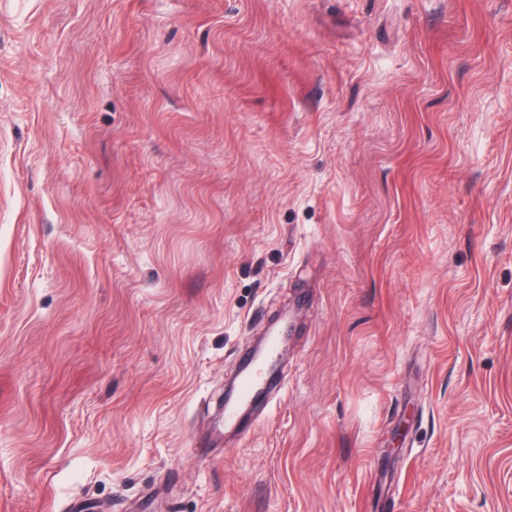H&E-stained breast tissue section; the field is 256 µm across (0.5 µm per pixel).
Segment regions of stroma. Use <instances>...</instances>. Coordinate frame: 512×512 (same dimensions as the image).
<instances>
[{"instance_id": "1", "label": "stroma", "mask_w": 512, "mask_h": 512, "mask_svg": "<svg viewBox=\"0 0 512 512\" xmlns=\"http://www.w3.org/2000/svg\"><path fill=\"white\" fill-rule=\"evenodd\" d=\"M70 503L512 512V0H0V512ZM286 331V325L273 332L263 352L259 357L250 363L249 370L243 374L239 388L238 401L234 404L224 406V424L229 428H236L239 423V416L243 407L250 398L260 389L266 377L267 367L278 355V344L280 336Z\"/></svg>"}]
</instances>
